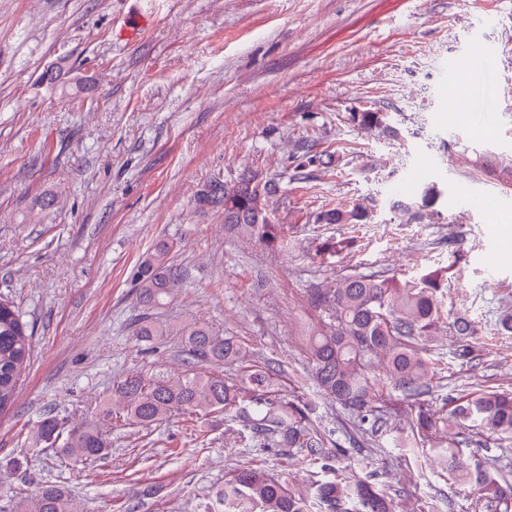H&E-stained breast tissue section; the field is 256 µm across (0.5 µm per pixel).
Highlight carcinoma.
I'll return each instance as SVG.
<instances>
[{"label":"carcinoma","mask_w":512,"mask_h":512,"mask_svg":"<svg viewBox=\"0 0 512 512\" xmlns=\"http://www.w3.org/2000/svg\"><path fill=\"white\" fill-rule=\"evenodd\" d=\"M351 121L373 131H387L380 112H357ZM278 182L256 173L243 174L234 184L210 183L198 196L204 208L224 211L228 232L266 250L288 251L290 226L281 224L270 198ZM442 191L424 187L409 201L392 203L396 218L411 223L434 209ZM370 212L362 204L329 208L316 214L318 224H362ZM173 244L158 241L136 269V340L157 344L179 338L185 354L180 373L146 378L139 373L123 377L112 396L100 406V420L70 424L49 413L34 428L36 442L54 445L76 462L104 458L112 447L107 421L151 425L177 415L206 419L231 415L243 423L249 438L281 448L319 466L320 478L304 494L288 480L261 466L239 468L215 495L216 508L207 512H396L401 493L389 494L379 475L352 473L347 451L324 447L314 424L315 407L301 396H284L273 382L274 369L255 359L239 339L212 325L191 320L167 322L157 318L174 291L189 279L186 268L174 263ZM446 287L442 276L431 272L413 281L396 276L375 279L346 277L332 288H310L307 301L313 318L306 331L311 376L321 396L339 403L358 418V430L374 435L387 424L385 384L403 393L397 412L410 419L409 434L399 435L401 446L432 444L433 463L448 472L454 487L470 493L493 512H512V472L494 458H463L459 446L462 428L470 423L502 441L512 440V393L476 388L437 403L429 398L432 380L441 374L430 357L431 343L443 334L456 337L452 358L474 366L480 360L471 321L463 313L444 310ZM32 333L14 303L0 297V413L15 401L22 374L33 357ZM239 367L238 378L201 370L203 366ZM21 512H78L76 499L62 486L44 484Z\"/></svg>","instance_id":"cac0c4a2"}]
</instances>
